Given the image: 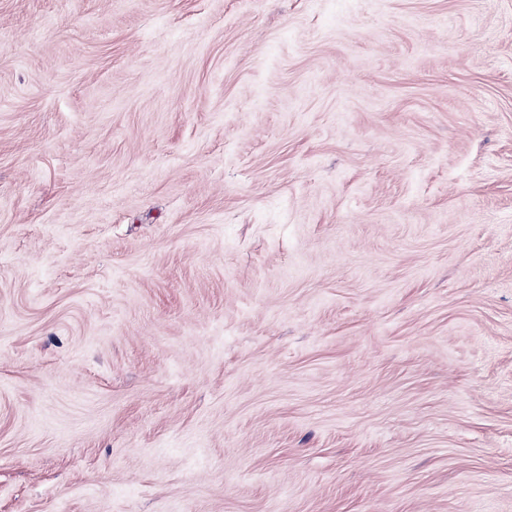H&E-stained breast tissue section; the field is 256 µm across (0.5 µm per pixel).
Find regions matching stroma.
Wrapping results in <instances>:
<instances>
[{
  "label": "stroma",
  "mask_w": 512,
  "mask_h": 512,
  "mask_svg": "<svg viewBox=\"0 0 512 512\" xmlns=\"http://www.w3.org/2000/svg\"><path fill=\"white\" fill-rule=\"evenodd\" d=\"M0 512H512V0H0Z\"/></svg>",
  "instance_id": "obj_1"
}]
</instances>
